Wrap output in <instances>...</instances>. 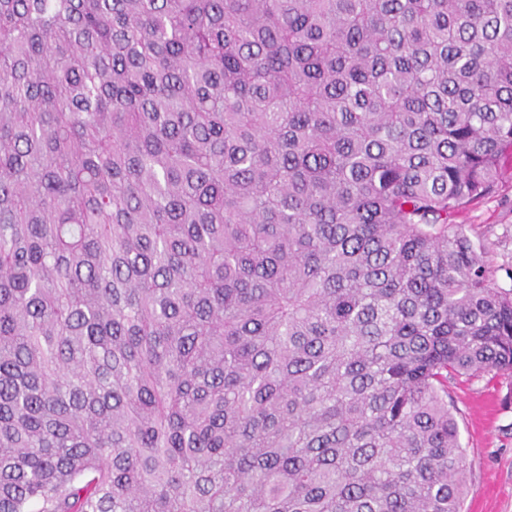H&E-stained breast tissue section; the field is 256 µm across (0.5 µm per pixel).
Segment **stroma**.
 I'll list each match as a JSON object with an SVG mask.
<instances>
[{"instance_id":"stroma-1","label":"stroma","mask_w":512,"mask_h":512,"mask_svg":"<svg viewBox=\"0 0 512 512\" xmlns=\"http://www.w3.org/2000/svg\"><path fill=\"white\" fill-rule=\"evenodd\" d=\"M453 221L488 248L492 277L512 289V160L503 163L495 191ZM448 397L471 473L463 512H512V374L449 380Z\"/></svg>"}]
</instances>
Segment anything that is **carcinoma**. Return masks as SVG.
Listing matches in <instances>:
<instances>
[{
	"label": "carcinoma",
	"instance_id": "obj_1",
	"mask_svg": "<svg viewBox=\"0 0 512 512\" xmlns=\"http://www.w3.org/2000/svg\"><path fill=\"white\" fill-rule=\"evenodd\" d=\"M507 156L512 0H0V512H463ZM465 224L475 245L488 248L492 277L504 289H512V160L501 168L496 190L483 200L463 209L453 218Z\"/></svg>",
	"mask_w": 512,
	"mask_h": 512
}]
</instances>
